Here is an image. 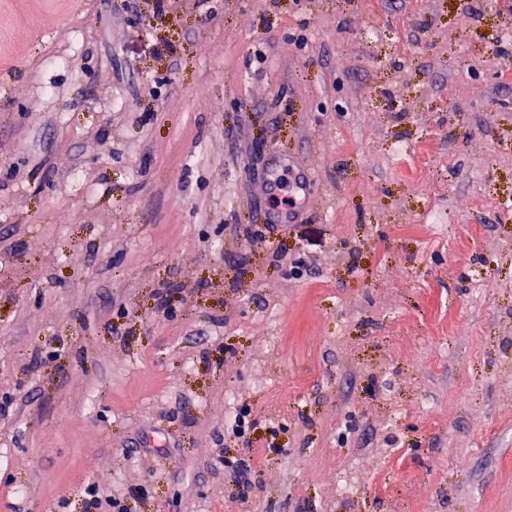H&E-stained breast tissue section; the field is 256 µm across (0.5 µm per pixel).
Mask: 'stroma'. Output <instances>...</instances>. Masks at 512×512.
<instances>
[{"mask_svg": "<svg viewBox=\"0 0 512 512\" xmlns=\"http://www.w3.org/2000/svg\"><path fill=\"white\" fill-rule=\"evenodd\" d=\"M508 53L512 0H0V512H512Z\"/></svg>", "mask_w": 512, "mask_h": 512, "instance_id": "stroma-1", "label": "stroma"}]
</instances>
